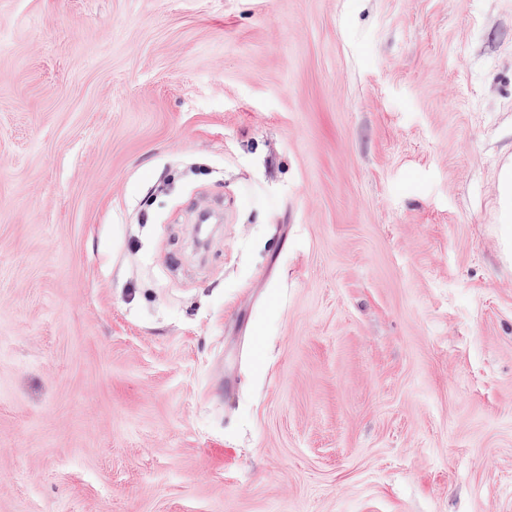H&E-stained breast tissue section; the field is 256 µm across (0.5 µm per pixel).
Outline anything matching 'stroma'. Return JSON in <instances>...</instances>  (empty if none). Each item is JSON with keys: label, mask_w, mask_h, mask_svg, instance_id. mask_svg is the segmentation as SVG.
<instances>
[{"label": "stroma", "mask_w": 512, "mask_h": 512, "mask_svg": "<svg viewBox=\"0 0 512 512\" xmlns=\"http://www.w3.org/2000/svg\"><path fill=\"white\" fill-rule=\"evenodd\" d=\"M512 0H0V512H512ZM500 193L503 200L501 213L502 234L506 238L512 236V174L506 171L500 179Z\"/></svg>", "instance_id": "obj_1"}]
</instances>
